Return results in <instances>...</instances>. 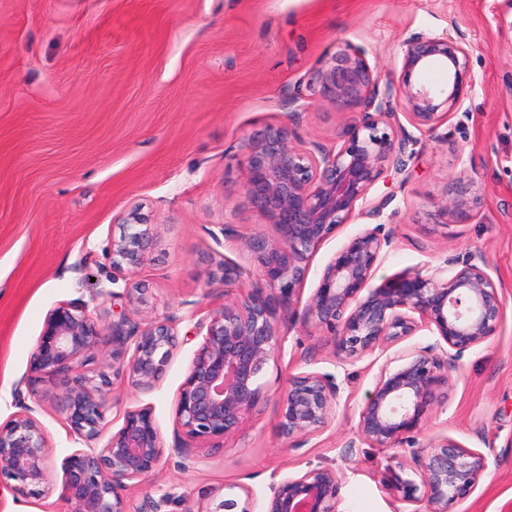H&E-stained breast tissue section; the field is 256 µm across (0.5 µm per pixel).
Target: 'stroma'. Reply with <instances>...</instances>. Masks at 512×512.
<instances>
[{
    "instance_id": "stroma-1",
    "label": "stroma",
    "mask_w": 512,
    "mask_h": 512,
    "mask_svg": "<svg viewBox=\"0 0 512 512\" xmlns=\"http://www.w3.org/2000/svg\"><path fill=\"white\" fill-rule=\"evenodd\" d=\"M454 29L475 46L464 115L414 131L404 169L386 168L368 193L379 215H356L318 247L300 296L309 298L351 236L378 224L393 241L375 286L484 255L505 324L464 353L424 434L489 460L453 512H512V0H0V422L15 411L12 393L52 307L87 304L105 325L124 309L110 251L119 216L138 204L157 227L136 274L143 314L176 316L178 347L150 393L112 378L106 429L147 404L172 444L175 399L201 343L190 313L223 305L219 264L249 265L245 238L276 235L244 196L245 140L286 124L305 147L336 145L357 111L309 87L312 72L350 43L386 81L405 42ZM455 197L466 200L463 213L447 212ZM219 224L234 230L220 246L208 234ZM392 356L378 350L343 363L315 323L287 324L263 398L240 430L223 447L192 449L189 470L165 457L154 484L124 491L131 512L163 492L172 512H206L235 483L262 501L272 482L315 466L340 476L337 512H402L386 476L411 462L415 444L358 440L360 408ZM306 371L334 375L339 393L328 427L294 450L279 431L277 401L289 376ZM37 416L50 444V491L19 502L1 482L0 512L71 510L60 491L74 435L53 395Z\"/></svg>"
}]
</instances>
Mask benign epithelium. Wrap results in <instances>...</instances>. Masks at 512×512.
<instances>
[{
  "mask_svg": "<svg viewBox=\"0 0 512 512\" xmlns=\"http://www.w3.org/2000/svg\"><path fill=\"white\" fill-rule=\"evenodd\" d=\"M471 51L459 32L408 41L398 75L382 84L364 51L347 44L333 65L312 76L328 98L362 108L344 127L339 145L300 148L292 143L295 132L284 125L248 138L244 194L275 224L276 237L256 235L244 242L258 274L229 261L220 265L224 286L238 288L240 297L224 301L194 324L202 343L178 392L174 415L172 449L181 454L183 469L192 464L187 449L203 442L220 447L258 405L263 370L288 321L314 322L341 362L387 349L424 329L436 336L431 344L398 352L395 368L380 369L358 422L360 437L377 448H398L420 433L444 398L456 361L496 335L506 302L480 254L447 261L430 274L401 272L370 287L384 249L392 244L380 224L349 238L299 308L315 250L366 206L371 187L386 167L401 166V150L413 140L405 128L390 122L391 103L403 106L419 130H431L458 114L465 83H474L467 77ZM435 64L448 69L444 85L420 78ZM153 242L151 225L132 210L112 240V269L133 276ZM141 292L131 285L122 293L127 310L112 322V368L126 374L137 391L148 393L176 349L178 319L139 318ZM104 336L85 305L62 302L48 311L30 356L28 393L14 390L18 411L0 423V480L11 482L16 498L41 494L47 482L49 445L35 416L40 402L35 385L42 382L64 386L61 413L84 444L62 461L61 495L72 512H130L121 491L155 476L165 447L150 406L125 411L122 426L97 446L107 403L81 368ZM337 394L329 374L312 371L288 378L278 419L292 448L304 447L329 425ZM28 397L33 403H27ZM487 468L482 452L437 435L413 453L411 471L418 480L404 477L401 464L388 481L405 503L424 500L427 512H452ZM339 486L336 470L308 469L273 483L262 512H336ZM206 512H256V502L248 487L234 484Z\"/></svg>",
  "mask_w": 512,
  "mask_h": 512,
  "instance_id": "7a95c632",
  "label": "benign epithelium"
}]
</instances>
